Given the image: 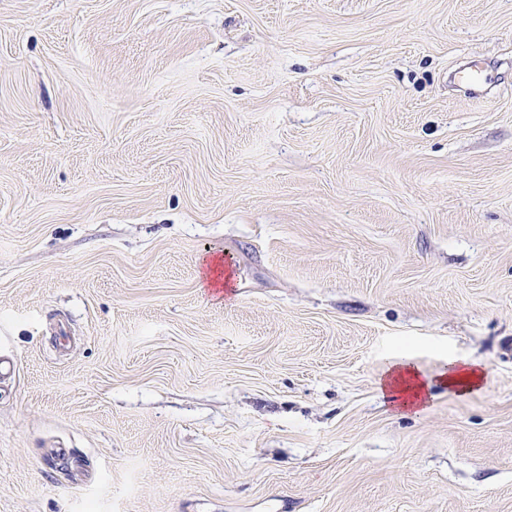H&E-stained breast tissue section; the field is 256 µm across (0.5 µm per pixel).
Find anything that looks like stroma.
Here are the masks:
<instances>
[{"mask_svg":"<svg viewBox=\"0 0 512 512\" xmlns=\"http://www.w3.org/2000/svg\"><path fill=\"white\" fill-rule=\"evenodd\" d=\"M0 358V512H512V0H0ZM420 373L408 357H397L380 378L379 390L384 398L396 401L403 407H412L423 398L431 381ZM439 377L448 388L459 393H467L479 388L483 379V369L476 362H452L447 370L439 373Z\"/></svg>","mask_w":512,"mask_h":512,"instance_id":"stroma-1","label":"stroma"}]
</instances>
